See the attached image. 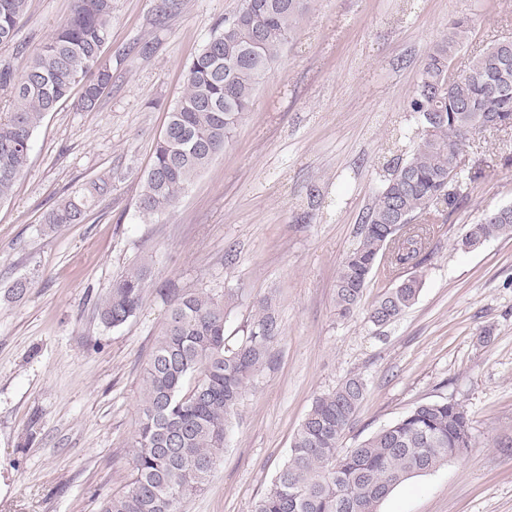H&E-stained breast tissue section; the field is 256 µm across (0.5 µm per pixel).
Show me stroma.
Instances as JSON below:
<instances>
[{
    "label": "stroma",
    "mask_w": 512,
    "mask_h": 512,
    "mask_svg": "<svg viewBox=\"0 0 512 512\" xmlns=\"http://www.w3.org/2000/svg\"><path fill=\"white\" fill-rule=\"evenodd\" d=\"M180 3L160 19L155 0H112L102 54L111 90L94 111L65 102L46 116L0 204V512H101L105 496L126 490L165 288L241 295L225 326L233 341L266 296L281 325L209 484L181 512H253L315 397L354 374L367 392L342 448L420 402L455 401L470 418V448L397 487L380 512H512V238L459 245L484 213L512 205V132L461 155L484 174L433 227L411 309L388 326L368 321L366 307L394 284L383 270L351 317L337 318L334 302L382 168L405 153L394 140L415 126L407 105L430 48L462 16L472 47L512 39V0H310L223 154L175 209L145 219L140 178L185 66L241 6ZM70 9L71 0H28L0 60L22 66ZM100 174L112 190L83 223L44 224ZM142 263L152 284L141 310L121 326L104 324L98 303ZM23 276L32 286L18 298L10 287Z\"/></svg>",
    "instance_id": "obj_1"
}]
</instances>
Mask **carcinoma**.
Here are the masks:
<instances>
[{
	"mask_svg": "<svg viewBox=\"0 0 512 512\" xmlns=\"http://www.w3.org/2000/svg\"><path fill=\"white\" fill-rule=\"evenodd\" d=\"M28 0H0V45L14 41ZM307 0H252L260 13L261 44L250 51L251 20L218 23L185 67L184 89L158 138L143 176L137 211L143 218L174 209L195 178L219 154L248 112L259 85L293 36ZM112 26V0H72L70 16L30 56L22 69L0 61V90L12 109L0 114V203L24 171L33 136L46 115L80 88L79 111L94 109L112 80L102 63ZM467 20L451 24L448 36L429 51L408 102L421 128L406 158L386 166L356 247L336 276L340 318L361 305L382 252L396 269L419 265L429 225L437 224L467 197L481 177L459 156L475 137L512 130V41H496L454 67L467 44ZM102 175L55 204L45 217L52 226L80 224L92 202L110 192ZM419 220L396 235L394 217ZM512 237V206L488 212L461 240L465 248ZM151 269L145 263L112 285L99 304L101 320L120 326L142 307ZM422 280L412 274L388 289L367 310L376 326L398 320L416 302ZM233 292L219 299L203 291H175L169 315L144 368L133 435L132 479L108 496L101 512H180L186 498L210 482L235 408L247 385L266 364L280 325L265 298L256 306L243 338L228 343L226 318L240 303ZM366 384L353 375L317 397L297 431L288 458L254 512H379L406 480L448 462L470 444V419L459 402L416 404L357 447L340 442L365 399Z\"/></svg>",
	"mask_w": 512,
	"mask_h": 512,
	"instance_id": "obj_1",
	"label": "carcinoma"
}]
</instances>
